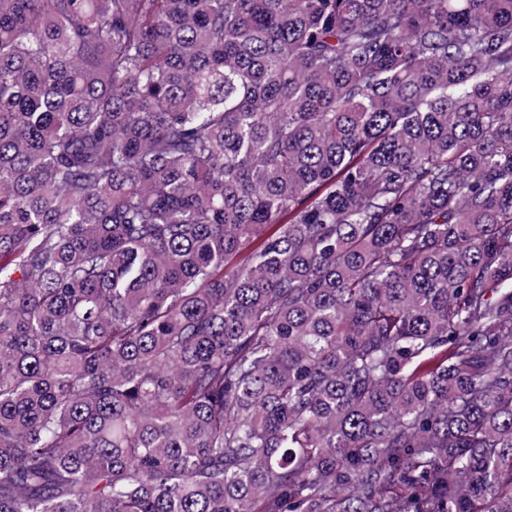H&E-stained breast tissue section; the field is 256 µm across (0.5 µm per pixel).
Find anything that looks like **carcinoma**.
I'll return each mask as SVG.
<instances>
[{"label": "carcinoma", "instance_id": "obj_1", "mask_svg": "<svg viewBox=\"0 0 512 512\" xmlns=\"http://www.w3.org/2000/svg\"><path fill=\"white\" fill-rule=\"evenodd\" d=\"M0 512H512V0H0Z\"/></svg>", "mask_w": 512, "mask_h": 512}]
</instances>
